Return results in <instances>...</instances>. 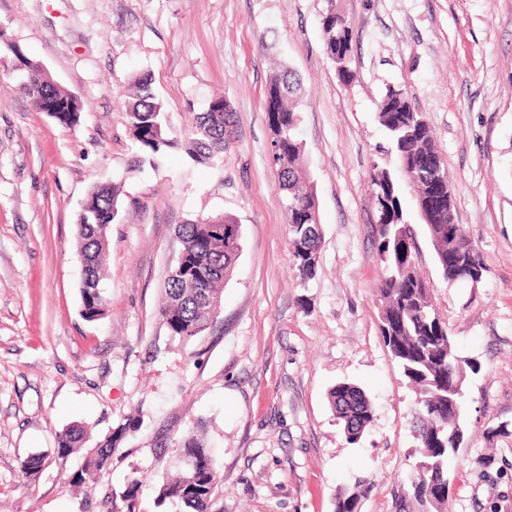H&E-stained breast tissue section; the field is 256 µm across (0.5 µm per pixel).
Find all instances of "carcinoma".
Wrapping results in <instances>:
<instances>
[{"label":"carcinoma","instance_id":"obj_1","mask_svg":"<svg viewBox=\"0 0 512 512\" xmlns=\"http://www.w3.org/2000/svg\"><path fill=\"white\" fill-rule=\"evenodd\" d=\"M321 17L324 49L336 64L338 76L345 84L352 78L349 67L353 47L349 23L336 9V0H326ZM21 90L32 104L44 98L61 102L71 94L61 90L42 75L33 72L25 76ZM301 85L290 69L274 72L266 89V112L273 141L274 168L278 171L279 189L284 193L288 218V243L292 264L298 276L311 280L317 264L310 254L320 249L321 229L317 197L305 178V145L299 138L300 110L298 96ZM126 111L140 161H155L166 148L176 144L170 138L161 101L151 92V79L140 75L133 81L126 101ZM378 122L391 144L398 172L374 167L370 175L371 200L382 224L376 230V244L383 262L379 294L387 312L380 329L385 345L400 365L404 376L419 390L420 400L414 424L423 453L438 470V479L422 483L411 473L408 483L411 496L421 507L431 496L442 502L448 499V460L454 449L449 433L463 426L465 407L463 396H455L456 409L448 406V329H440L431 308L422 304L426 287L416 268L418 246L408 247L401 237L406 224L401 202L403 184L412 188L415 197L437 196L443 208H448V178L436 151L431 130L421 114L411 104L405 91L391 88L385 94L378 112ZM232 109L224 98L213 99L207 111L199 114L189 133L187 143L191 159L201 165L217 160L231 140ZM118 193L114 187L96 188L87 207V216L97 217L98 223L80 222L77 230L78 254L83 268L81 296L83 315L93 321L103 315L104 300L100 291L101 270L106 250V233L119 216ZM427 235L434 250L443 278L453 283L457 268L472 264L483 267L480 252L471 246L462 227H456L457 239L463 252L448 255V225L428 224ZM180 252L184 265L191 269L166 276L164 300L160 315L171 332L190 340L202 332L209 317L220 305L224 281L232 274L241 253V244H218L213 227L204 221H190L179 226ZM329 402L344 427L347 439L355 442L373 418L372 405L365 392L350 383H339L329 391ZM204 426H196L175 439L174 473L159 489L160 502L176 500L188 512H209L211 496L221 481L210 449L202 441ZM84 430L72 426L57 438L58 451L70 452L83 445ZM113 438L97 444L70 485L80 489L94 481L97 473L112 463Z\"/></svg>","mask_w":512,"mask_h":512}]
</instances>
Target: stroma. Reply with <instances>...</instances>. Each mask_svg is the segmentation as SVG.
Returning <instances> with one entry per match:
<instances>
[{"instance_id": "stroma-1", "label": "stroma", "mask_w": 512, "mask_h": 512, "mask_svg": "<svg viewBox=\"0 0 512 512\" xmlns=\"http://www.w3.org/2000/svg\"><path fill=\"white\" fill-rule=\"evenodd\" d=\"M353 35L342 83L319 19L326 0H0V40L40 63L83 109L76 124L37 111L13 56L0 53V512H184L159 503L173 470L165 442L204 422L222 480L210 512H396L421 459L418 394L379 331L383 264L373 238L374 166H391L377 122L406 89L443 159L456 218L478 247L480 281L448 283L413 194L403 206L417 268L456 355L464 439L442 512H512V0H340ZM302 84L299 136L322 229L314 279L295 275L287 215L269 163L266 84ZM146 73L176 148L138 162L124 90ZM224 97L232 140L210 166L181 143ZM116 185L107 231L105 315H82L78 219ZM229 214L242 251L220 309L196 337L159 314L181 224ZM359 386L373 420L349 443L328 400ZM80 424L89 446L115 436L112 465L69 485L84 451L57 437ZM39 455V471L21 463Z\"/></svg>"}]
</instances>
